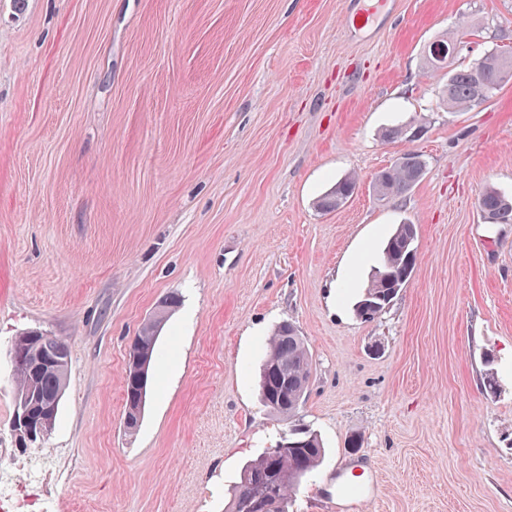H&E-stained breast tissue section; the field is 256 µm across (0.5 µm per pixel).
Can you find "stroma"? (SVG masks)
Listing matches in <instances>:
<instances>
[{
	"label": "stroma",
	"instance_id": "1",
	"mask_svg": "<svg viewBox=\"0 0 512 512\" xmlns=\"http://www.w3.org/2000/svg\"><path fill=\"white\" fill-rule=\"evenodd\" d=\"M510 49L512 0H0V470L53 456L60 512H225L298 421L325 455L290 512H340V480L373 484L363 512H512V224L478 206L512 195V80L439 105L449 69ZM414 119L422 140L383 139ZM411 147L425 176L378 199ZM348 173L353 197L318 210ZM400 224L415 270L360 319ZM175 293L130 434L128 347ZM283 322L312 363L293 421L258 387ZM30 330L71 358L52 435L22 452L7 350ZM456 37H448L445 36L438 41L433 42L429 49H427V55H425V65L427 69H440L447 68L448 66V54L451 53V50L454 48V45L459 40L460 36L465 34L464 28L456 29ZM438 45L439 51L438 54H441V57L437 56V53L434 52V45ZM446 64V65H445Z\"/></svg>",
	"mask_w": 512,
	"mask_h": 512
}]
</instances>
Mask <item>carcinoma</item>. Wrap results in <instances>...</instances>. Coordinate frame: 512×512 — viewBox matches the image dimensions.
Masks as SVG:
<instances>
[{"instance_id":"carcinoma-1","label":"carcinoma","mask_w":512,"mask_h":512,"mask_svg":"<svg viewBox=\"0 0 512 512\" xmlns=\"http://www.w3.org/2000/svg\"><path fill=\"white\" fill-rule=\"evenodd\" d=\"M464 29L456 30L453 37L445 36L436 41L439 52L427 49L425 65L435 70L445 67L448 54L454 48ZM486 98L490 99L503 82L512 78V56L498 52L485 55ZM443 102L450 112L480 104L477 99V74L475 67L455 69L448 75L443 91ZM426 160L423 154L409 150L400 154L395 162L379 176L377 195L383 198L406 194L424 175ZM357 179L346 176L336 182L316 202L325 212L343 206L355 193ZM482 211L496 224H512V196L495 189L486 191L479 200ZM411 225L400 224L388 238L383 249L380 266L371 274L365 292L385 294L393 288V280L385 274H397L402 261L400 250L410 235ZM288 375V385H283L279 373ZM311 362L304 340L292 324L278 325L268 344V350L259 370V393L262 405L271 413L294 417L306 394L305 382L309 381ZM67 373L54 370L40 371L26 368L17 375L18 383L35 382L40 394L50 399L66 384ZM324 448L318 435L310 430L299 433L288 447L278 446L264 453L243 469L228 512H255L254 506L264 500L275 499L281 504L279 512H289L292 494L296 491L298 473L309 475L322 461Z\"/></svg>"}]
</instances>
